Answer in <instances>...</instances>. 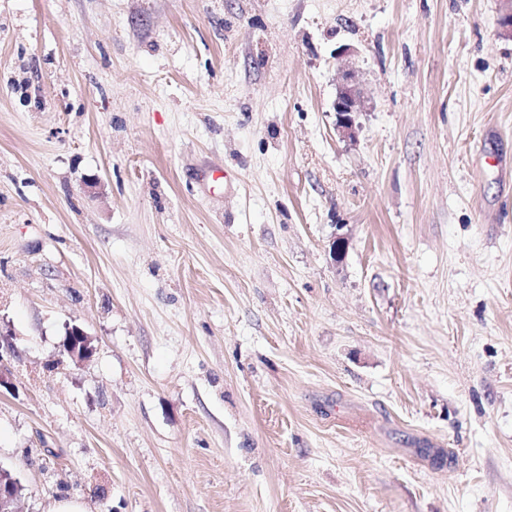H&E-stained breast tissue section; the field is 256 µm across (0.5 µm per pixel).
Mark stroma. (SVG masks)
Returning <instances> with one entry per match:
<instances>
[{"label": "stroma", "instance_id": "stroma-1", "mask_svg": "<svg viewBox=\"0 0 512 512\" xmlns=\"http://www.w3.org/2000/svg\"><path fill=\"white\" fill-rule=\"evenodd\" d=\"M501 10L0 0L19 512H512ZM364 99V89L352 70H344L333 104L335 127L339 135L354 140L360 129L358 117ZM62 340V351L76 363L88 360L94 353L93 338L75 321L66 323Z\"/></svg>", "mask_w": 512, "mask_h": 512}]
</instances>
